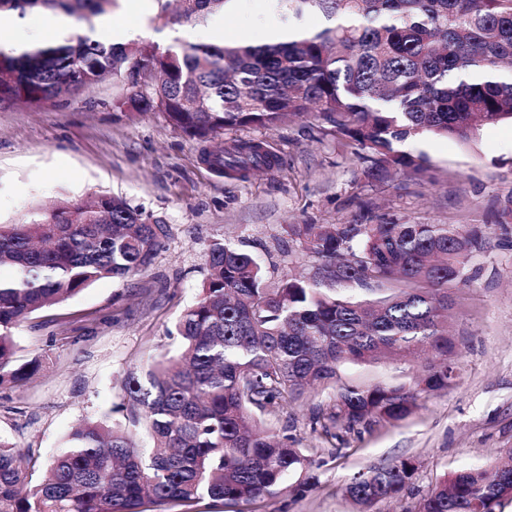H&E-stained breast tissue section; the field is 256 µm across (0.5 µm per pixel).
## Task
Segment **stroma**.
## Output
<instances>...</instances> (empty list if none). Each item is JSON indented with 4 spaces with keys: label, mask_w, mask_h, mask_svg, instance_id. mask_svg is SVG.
I'll list each match as a JSON object with an SVG mask.
<instances>
[{
    "label": "stroma",
    "mask_w": 512,
    "mask_h": 512,
    "mask_svg": "<svg viewBox=\"0 0 512 512\" xmlns=\"http://www.w3.org/2000/svg\"><path fill=\"white\" fill-rule=\"evenodd\" d=\"M272 4L236 0L226 30L263 42L279 21ZM126 94L125 82L109 77L39 110L0 104V224L106 194L170 230L140 275L98 280L15 329L17 361L38 360L39 369L30 380L0 384V435L31 449L43 466L79 421H122L116 407L127 372L177 354L175 325L198 295L214 241L251 254L275 281L311 265L298 239H288V257L279 254L286 225L385 218L496 227L470 263V283L453 295L454 384L421 396L404 420L343 423L332 440L312 431L310 416L332 406L333 393L308 391L270 419L320 465L318 485L303 498L276 494L244 508L204 499L188 510L171 503L154 512H351L343 486L354 472L407 458L418 467L410 488L373 512H417L444 475L491 466L512 449V125L483 126L468 143L434 136L409 142L408 152L427 157L428 171L374 182L363 175L365 160L328 124L304 117L253 131L279 165L238 180L204 165L202 143L162 113L117 108ZM424 364L419 357L348 365L340 376L359 386L409 383Z\"/></svg>",
    "instance_id": "35a3bbf8"
}]
</instances>
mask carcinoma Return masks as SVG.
Listing matches in <instances>:
<instances>
[{"mask_svg": "<svg viewBox=\"0 0 512 512\" xmlns=\"http://www.w3.org/2000/svg\"><path fill=\"white\" fill-rule=\"evenodd\" d=\"M158 30L196 27L232 0H188L176 16L160 0ZM283 21L319 13L325 23L288 43L255 46L107 45L89 36L115 0H0V18L62 12L86 25L71 43L20 54L0 49V103L32 108L70 97L105 76L126 81L118 106L160 112L200 142L244 129L271 130L312 114L365 152L364 175L419 173L425 157L401 149L432 135L472 140L480 127L512 123V0H276ZM220 174L271 169L260 142L236 135L203 154ZM315 273L270 286L246 252L222 242L207 277L175 326L180 353L133 370L123 383L125 423L85 420L33 480L36 461L0 439V512H146L170 502L254 504L301 497L318 465L264 416L308 389H331L330 412L312 424L409 416L422 394L456 378L448 305L467 285L486 232L453 224H289ZM167 237L123 199L101 195L0 224V383L32 375L18 365L14 330L35 313L103 278L146 270ZM355 285L364 295H338ZM433 361L409 385L340 383L350 364ZM408 459L355 472L344 491L353 512H372L407 490ZM292 474L300 479L287 483ZM512 500V451L489 468L461 470L423 497L418 512H498Z\"/></svg>", "mask_w": 512, "mask_h": 512, "instance_id": "obj_1", "label": "carcinoma"}]
</instances>
